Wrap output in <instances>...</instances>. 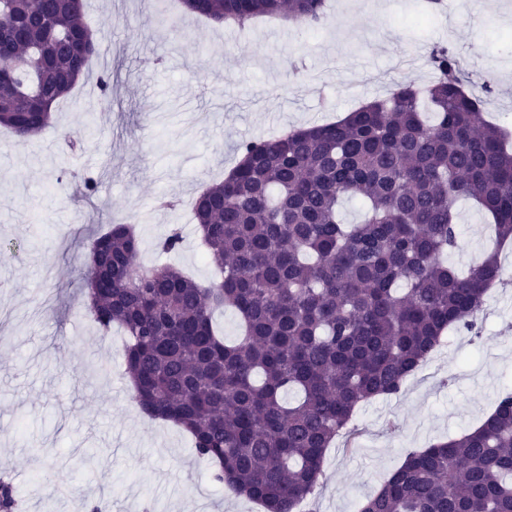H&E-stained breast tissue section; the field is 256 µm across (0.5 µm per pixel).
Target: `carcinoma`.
Instances as JSON below:
<instances>
[{"label":"carcinoma","instance_id":"1","mask_svg":"<svg viewBox=\"0 0 512 512\" xmlns=\"http://www.w3.org/2000/svg\"><path fill=\"white\" fill-rule=\"evenodd\" d=\"M217 23L257 18L321 25L326 0H182ZM21 28L28 63L14 66ZM91 30L84 0H10L0 6V127L21 140L43 131L54 104L100 49L72 43ZM435 80L421 99L410 83L343 119L239 141V160L196 198L206 255L222 273L204 285L172 265L144 267L131 224L92 240L86 314L126 335L132 399L189 433L214 479L264 512H295L314 494L324 455L351 432L365 403L400 392L451 327L472 330L502 276L491 251L465 275L457 202L473 200L512 240V150L485 124L480 98L449 48L430 51ZM358 197L365 218L343 223ZM182 244L179 229L160 242ZM230 307L242 336L227 343L215 310ZM0 478V512H15ZM358 512H512V392L475 430L409 452Z\"/></svg>","mask_w":512,"mask_h":512}]
</instances>
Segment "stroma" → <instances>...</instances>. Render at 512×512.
<instances>
[{
    "mask_svg": "<svg viewBox=\"0 0 512 512\" xmlns=\"http://www.w3.org/2000/svg\"><path fill=\"white\" fill-rule=\"evenodd\" d=\"M328 18L305 31L276 20L217 27L178 0H87L101 55L88 79L53 110L50 127L23 143L0 129V474L20 512H72L95 498L105 512H261L211 479L182 429L147 418L131 398L124 357L83 309L89 240L134 224L143 264L172 263L201 283L217 278L190 203L236 164L235 143L325 124L383 99L397 85H429L428 51L444 43L480 56L471 87L484 119L512 129V0H328ZM110 76L112 96L92 91ZM97 180L84 196L76 177ZM162 196L183 199L156 208ZM467 269L492 245L472 202L458 204ZM180 229L182 248L157 242ZM505 284L485 301L480 336L449 333L398 395L356 413L355 432L325 454L309 512H357L406 452L479 425L512 391V246ZM61 483L67 497L48 499Z\"/></svg>",
    "mask_w": 512,
    "mask_h": 512,
    "instance_id": "35a3bbf8",
    "label": "stroma"
}]
</instances>
